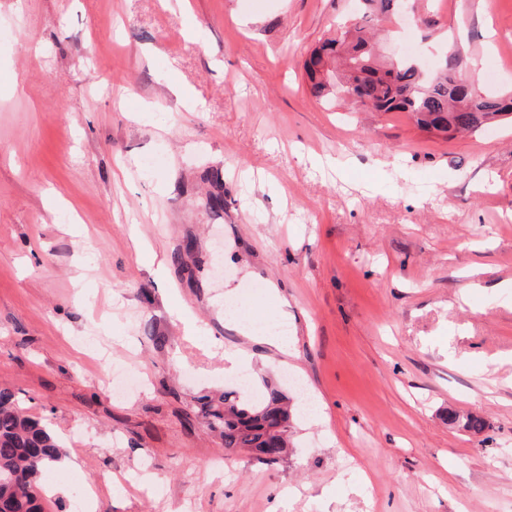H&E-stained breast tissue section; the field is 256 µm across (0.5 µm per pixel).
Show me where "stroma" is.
<instances>
[{"mask_svg":"<svg viewBox=\"0 0 512 512\" xmlns=\"http://www.w3.org/2000/svg\"><path fill=\"white\" fill-rule=\"evenodd\" d=\"M361 10L0 0V389L79 463L47 512H512V120L444 136L317 101L304 63ZM420 12L382 59L448 51L512 93V0ZM243 298L285 350L225 326ZM228 350L314 401L276 463L193 417L237 383Z\"/></svg>","mask_w":512,"mask_h":512,"instance_id":"1","label":"stroma"}]
</instances>
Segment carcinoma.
<instances>
[{"label": "carcinoma", "mask_w": 512, "mask_h": 512, "mask_svg": "<svg viewBox=\"0 0 512 512\" xmlns=\"http://www.w3.org/2000/svg\"><path fill=\"white\" fill-rule=\"evenodd\" d=\"M365 23L350 27L336 25L305 62L311 95L321 100L340 95L343 84L366 87L361 104L375 112H409L416 124L442 133L476 131L491 120L512 114V95H495L482 90L480 79L466 87L456 84V57L446 58L440 72L425 77L406 58L386 65L377 63L373 33L366 23L394 15L398 0H364ZM209 212L224 214V183L215 180V191L207 199ZM256 397L241 389L224 392L218 399L197 398L199 412L211 429L219 432L224 450L249 452L264 461H277L287 454L293 423L290 398L275 383L263 381ZM448 424L475 434L485 428L475 413L448 412ZM66 453L49 423L19 408L15 396L0 390V500L12 504L14 512H44V471Z\"/></svg>", "instance_id": "obj_1"}]
</instances>
